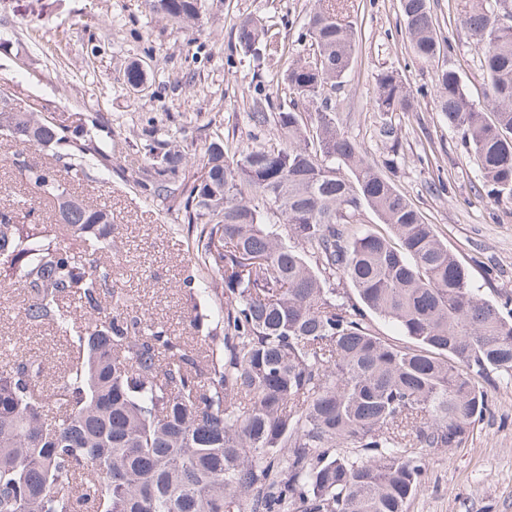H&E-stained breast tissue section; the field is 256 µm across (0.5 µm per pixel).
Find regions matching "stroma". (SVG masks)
<instances>
[{"mask_svg":"<svg viewBox=\"0 0 512 512\" xmlns=\"http://www.w3.org/2000/svg\"><path fill=\"white\" fill-rule=\"evenodd\" d=\"M357 30L352 70L331 95L336 121L368 159L417 207L427 223L471 272L482 298L512 296V203L497 202L479 177L475 158L436 108L435 73L458 70L473 99L487 79L480 52L460 24L476 0H431L434 25L447 46L434 60L417 58L405 33L399 0H348ZM317 0H208L198 27L185 32L151 18L144 0H0V89L17 109L53 114L66 124L99 113L112 134V170L88 169L71 180L75 195L112 211L119 253L117 281L140 298L147 317L196 345L185 319L182 288L198 268L193 238L165 200L126 182L121 166L142 160L145 129L175 133L178 144L203 149L216 138L240 148L257 146L249 119L254 101H288L287 87L272 83L267 65L244 55L239 23L261 16L277 23L288 59L306 56L307 13ZM149 63L143 89L123 82L124 70ZM394 70L416 98L407 114L377 111L379 74ZM397 127L390 151L380 135ZM23 294L0 288V340L12 352L36 356L54 377L68 352L45 328L21 318ZM490 409L476 422L465 447L429 451L427 488L407 512H512V382L489 388Z\"/></svg>","mask_w":512,"mask_h":512,"instance_id":"1","label":"stroma"}]
</instances>
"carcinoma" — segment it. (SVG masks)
Segmentation results:
<instances>
[{
    "label": "carcinoma",
    "instance_id": "carcinoma-1",
    "mask_svg": "<svg viewBox=\"0 0 512 512\" xmlns=\"http://www.w3.org/2000/svg\"><path fill=\"white\" fill-rule=\"evenodd\" d=\"M190 30L206 0H145ZM416 56L441 52L430 0H399ZM346 0L305 23L309 53L274 74L294 97L254 125L277 136L229 152L211 142L196 171L180 145L149 139L127 180L196 230L195 263L222 274L218 305L189 277V328L213 321L223 344L189 349L117 286L112 211L68 178L107 167L112 144L52 117L0 108L9 158L56 223L19 224L28 199L0 207V285L23 291V321L62 337L70 359L0 361V512H407L425 488L429 448H462L489 409L478 380L512 379V309L479 296L433 225L336 126L327 92L344 83L356 31ZM484 0L465 14L486 102L445 68L437 108L462 132L496 199L512 201V25ZM245 53L283 57L272 26H238ZM379 112H411L396 71L377 78ZM314 115L307 129L303 113ZM31 150L52 151L36 166ZM371 209L387 227L359 224ZM349 281L357 299L336 288ZM410 340L376 335L373 318Z\"/></svg>",
    "mask_w": 512,
    "mask_h": 512
}]
</instances>
